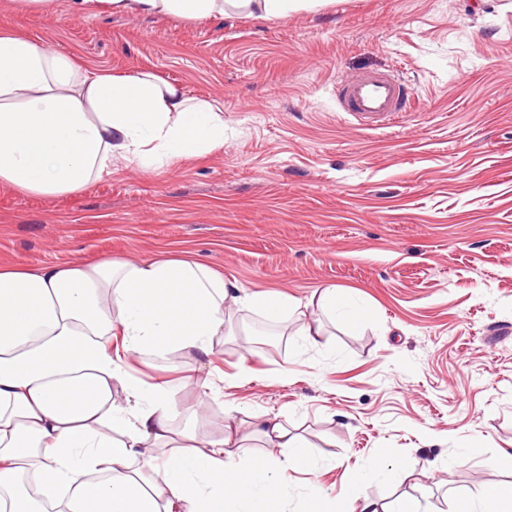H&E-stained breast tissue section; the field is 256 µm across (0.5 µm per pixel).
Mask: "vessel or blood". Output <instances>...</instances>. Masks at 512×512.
<instances>
[{
  "label": "vessel or blood",
  "mask_w": 512,
  "mask_h": 512,
  "mask_svg": "<svg viewBox=\"0 0 512 512\" xmlns=\"http://www.w3.org/2000/svg\"><path fill=\"white\" fill-rule=\"evenodd\" d=\"M338 90L343 112L375 124H393L407 110L408 89L392 75L374 73L344 78Z\"/></svg>",
  "instance_id": "obj_1"
}]
</instances>
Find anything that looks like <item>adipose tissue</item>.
Returning a JSON list of instances; mask_svg holds the SVG:
<instances>
[{
    "label": "adipose tissue",
    "mask_w": 512,
    "mask_h": 512,
    "mask_svg": "<svg viewBox=\"0 0 512 512\" xmlns=\"http://www.w3.org/2000/svg\"><path fill=\"white\" fill-rule=\"evenodd\" d=\"M321 0H72L86 14H139L201 22L225 16L283 18ZM224 147V116L211 102L149 70L115 75L24 32L0 31V187L54 198L111 176L119 158L145 171ZM317 309L346 330L367 307L336 288ZM291 312L286 295L242 293L186 256H154L29 267L0 265V512H42L37 485L60 512H272L288 493L279 462L311 472L308 443L277 418L257 416L252 433L268 450L247 464L230 450L240 422L227 419L209 449L192 425L174 430V386L126 375L112 358L153 351L207 357L232 311ZM124 403H114L113 383ZM164 456H156V449ZM285 449L278 460L275 449ZM303 512H430L403 493L384 507L349 493L326 507L311 489Z\"/></svg>",
    "instance_id": "obj_1"
}]
</instances>
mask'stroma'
<instances>
[{
    "label": "stroma",
    "mask_w": 512,
    "mask_h": 512,
    "mask_svg": "<svg viewBox=\"0 0 512 512\" xmlns=\"http://www.w3.org/2000/svg\"><path fill=\"white\" fill-rule=\"evenodd\" d=\"M21 29L115 74L150 70L224 112V148L52 199L0 188V263L145 259L182 253L245 292L309 303L322 288L370 310L363 329L322 319L315 346L288 335L254 349L262 315L241 310L208 359L147 352L127 372L176 379L179 407L209 374L201 446L226 416L270 414L308 441L314 473L276 469L290 512L309 486L381 503L425 496L433 512L487 485L512 493V0H326L280 19L88 17L56 0ZM396 74L403 120L362 128L336 80ZM480 452H469L472 440ZM394 483L368 467L376 451ZM443 460L447 469L429 464Z\"/></svg>",
    "instance_id": "obj_1"
}]
</instances>
